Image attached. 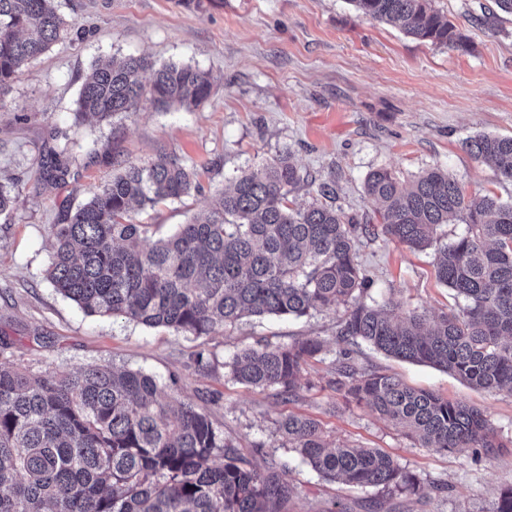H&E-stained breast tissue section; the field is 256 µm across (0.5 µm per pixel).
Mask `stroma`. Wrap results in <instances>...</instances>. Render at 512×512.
<instances>
[{"label": "stroma", "instance_id": "1", "mask_svg": "<svg viewBox=\"0 0 512 512\" xmlns=\"http://www.w3.org/2000/svg\"><path fill=\"white\" fill-rule=\"evenodd\" d=\"M75 27L19 72L0 98V183L16 196L0 217V362L56 374L96 363L152 375L174 402H190L223 429L263 474L289 471L296 493L286 512H326L340 499L351 512H491L512 487V395L472 388L446 372L370 349L358 365L485 409L505 448L474 460L471 449L444 454L418 447L392 423L329 387L338 348L336 311L298 320L245 319L224 334L195 337L121 317L86 315L46 278L48 227L122 162L159 155L199 171L190 195L142 210L156 236L173 233L207 208L212 194L241 171L289 153L303 178L292 200L303 206L318 183L335 187L332 204L359 224L378 223L365 192L373 170L391 168L411 184L440 168L472 199L512 201V182L476 161L464 141L512 136V17L494 0H434L469 38L462 52L405 35L358 15L349 0H58ZM149 56L189 64L214 78L211 95L190 111L150 104L99 122L76 113L86 74L98 60ZM69 150L67 184L41 177L42 161ZM358 260L378 302L441 313L454 308L435 276L433 249L417 251L384 235L361 239ZM316 338L324 349L303 365L295 401L236 382L230 362L257 342L287 345ZM205 351L198 370L193 355ZM313 417L332 438L379 448L416 474L420 499L370 493L319 479L279 445L275 422Z\"/></svg>", "mask_w": 512, "mask_h": 512}]
</instances>
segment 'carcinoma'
<instances>
[{"label": "carcinoma", "mask_w": 512, "mask_h": 512, "mask_svg": "<svg viewBox=\"0 0 512 512\" xmlns=\"http://www.w3.org/2000/svg\"><path fill=\"white\" fill-rule=\"evenodd\" d=\"M362 16L398 24L422 40L465 50L466 35L432 0H349ZM73 22L56 0H0V96L21 67L64 39ZM211 76L191 65L160 67L145 55L95 65L76 113L100 120L137 112L190 110L210 96ZM478 161L512 182V137L464 143ZM63 149L42 163L45 180L65 184ZM302 178L283 153L216 191L208 208L166 237L135 221L145 209L200 189L195 168L176 157L128 162L60 224L48 227V278L90 315L123 317L196 337L245 317L311 316L339 306L342 347L330 384L403 429L420 448H472L486 456L499 441L486 412L415 389L355 363L364 343L383 355L444 370L467 384L512 395V202L466 199L448 173L432 169L411 188L379 168L365 191L381 208V233L410 248H435L436 277L461 300L441 315L365 300L372 286L355 244L375 234L328 204L290 205ZM460 221L443 243L437 228ZM323 351L317 339L260 345L235 354L233 377L294 400L302 365ZM281 447L326 482L418 496L421 482L379 448L328 440L321 423L288 414L275 422ZM222 462L217 463L215 459ZM293 493L265 477L224 431L189 403L173 405L141 371L86 364L66 375L0 363V512H282Z\"/></svg>", "instance_id": "obj_1"}]
</instances>
